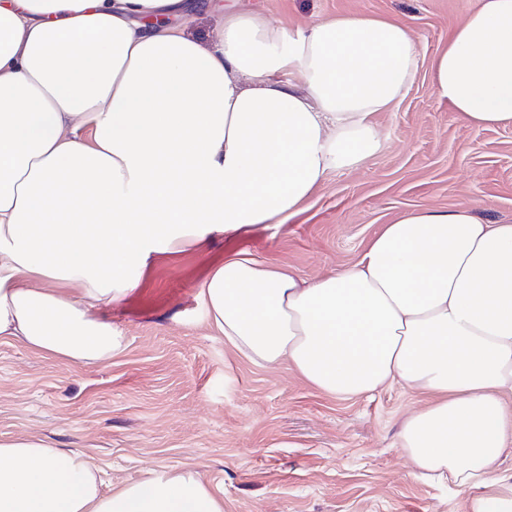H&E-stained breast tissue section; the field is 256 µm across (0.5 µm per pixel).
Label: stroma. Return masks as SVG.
Wrapping results in <instances>:
<instances>
[{
    "mask_svg": "<svg viewBox=\"0 0 512 512\" xmlns=\"http://www.w3.org/2000/svg\"><path fill=\"white\" fill-rule=\"evenodd\" d=\"M478 0H235L291 28L367 15L404 23L420 61L407 94L374 123L382 149L332 172L282 224L215 233L153 255L137 285L93 315L122 351L83 366L0 342V439L76 448L104 490L153 469L190 470L224 512H471L472 491L418 477L401 425L427 396L395 385L325 394L289 364L251 363L211 325L198 294L224 259L246 254L311 280L351 267L403 213L469 206L512 223V127L477 128L440 103L431 60Z\"/></svg>",
    "mask_w": 512,
    "mask_h": 512,
    "instance_id": "1",
    "label": "stroma"
}]
</instances>
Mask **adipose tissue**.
I'll return each instance as SVG.
<instances>
[{"label":"adipose tissue","instance_id":"adipose-tissue-1","mask_svg":"<svg viewBox=\"0 0 512 512\" xmlns=\"http://www.w3.org/2000/svg\"><path fill=\"white\" fill-rule=\"evenodd\" d=\"M191 9L0 0V342L108 362L124 338L91 308L135 287L152 254L284 223L329 172L379 149L373 116L418 70L401 23L341 16L291 30L228 9L205 46L168 23ZM431 75L473 126H512V0H478ZM199 299L239 353L288 362L321 392L397 383L428 395L400 435L411 465L474 490L472 512H512L486 492L507 482L512 445V223L466 206L410 211L349 269L305 282L239 255ZM0 512H224V500L189 471L106 494L79 451L0 439Z\"/></svg>","mask_w":512,"mask_h":512}]
</instances>
